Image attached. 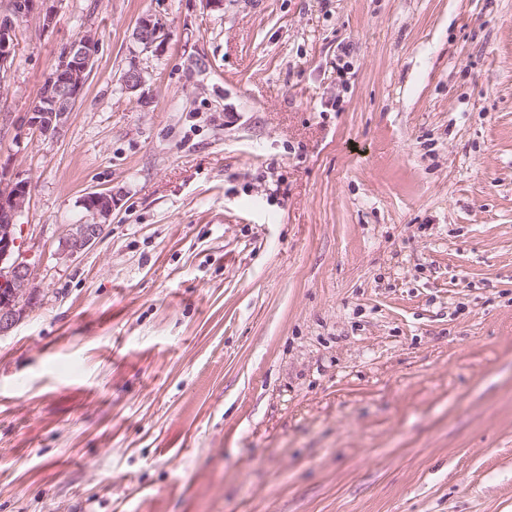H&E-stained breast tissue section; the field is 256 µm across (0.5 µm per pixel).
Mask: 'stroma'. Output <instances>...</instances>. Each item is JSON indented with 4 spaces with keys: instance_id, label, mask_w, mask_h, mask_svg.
<instances>
[{
    "instance_id": "35a3bbf8",
    "label": "stroma",
    "mask_w": 512,
    "mask_h": 512,
    "mask_svg": "<svg viewBox=\"0 0 512 512\" xmlns=\"http://www.w3.org/2000/svg\"><path fill=\"white\" fill-rule=\"evenodd\" d=\"M54 14L0 71L42 288L0 337V512H512V0ZM104 190L107 234L56 259ZM160 33L161 29L157 23L149 17H143L137 24L134 32V38L139 44L145 45L147 48L146 50H148L159 42L157 37ZM93 41L96 39L92 35L80 36L65 47L54 64L47 78L54 80L62 74L66 84L53 89L51 82L48 95L52 101L39 98L31 112H28L26 124L36 135L44 139H56L65 132L94 64L96 53Z\"/></svg>"
}]
</instances>
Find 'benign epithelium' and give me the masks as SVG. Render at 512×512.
<instances>
[{
    "label": "benign epithelium",
    "mask_w": 512,
    "mask_h": 512,
    "mask_svg": "<svg viewBox=\"0 0 512 512\" xmlns=\"http://www.w3.org/2000/svg\"><path fill=\"white\" fill-rule=\"evenodd\" d=\"M161 29L151 18L139 20L135 40L150 49L159 42ZM95 37L82 35L65 47L48 79L57 75L66 84L49 90L52 101L39 100L27 114L26 124L45 139H57L65 132L94 64ZM14 53V24L0 23V70L10 66ZM96 204L87 219L69 224L60 239L63 258H74L93 248L105 235L112 216V192L91 193ZM29 199V183L0 165V337L8 335L28 310L40 302L41 289L35 277L31 255L22 251L18 218Z\"/></svg>",
    "instance_id": "7a95c632"
}]
</instances>
